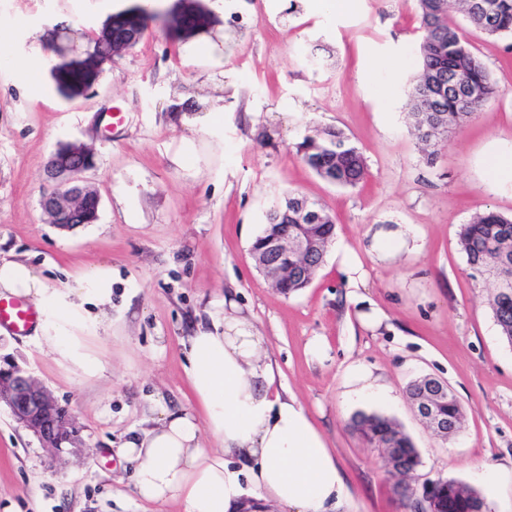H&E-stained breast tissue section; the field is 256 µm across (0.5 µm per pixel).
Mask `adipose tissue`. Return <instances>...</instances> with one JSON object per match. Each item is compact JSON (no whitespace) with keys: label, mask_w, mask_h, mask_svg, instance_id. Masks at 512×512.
Returning a JSON list of instances; mask_svg holds the SVG:
<instances>
[{"label":"adipose tissue","mask_w":512,"mask_h":512,"mask_svg":"<svg viewBox=\"0 0 512 512\" xmlns=\"http://www.w3.org/2000/svg\"><path fill=\"white\" fill-rule=\"evenodd\" d=\"M0 297L35 306L34 331L59 362L100 371L84 333L112 304L111 267L51 288L27 263L0 257ZM208 315L183 341L194 408L163 410L156 426L132 432L121 447L135 465L138 496L181 502L185 512H236L246 498L278 512H334L345 495L336 460L301 404L274 391L264 336L231 298L212 302Z\"/></svg>","instance_id":"adipose-tissue-1"}]
</instances>
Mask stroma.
Returning <instances> with one entry per match:
<instances>
[{"label": "stroma", "instance_id": "stroma-1", "mask_svg": "<svg viewBox=\"0 0 512 512\" xmlns=\"http://www.w3.org/2000/svg\"><path fill=\"white\" fill-rule=\"evenodd\" d=\"M149 10L139 44L96 58L113 17ZM248 15L244 24L233 12ZM501 94L427 154L409 118L420 70L416 0H0V252L42 269L49 287L112 268L111 327L93 337L94 376L57 364L35 334H0L8 355L80 429L81 445L43 447L0 406V512H184L138 498L121 454L152 410L187 405L181 339L190 320L233 294L268 341L282 387L304 407L341 470L337 512H401L378 449L347 427L359 411L393 418L417 448L415 484L473 487L491 512H512V345L472 278L460 225L493 209L512 217V179L489 183L490 154L512 156V36L492 37L452 13ZM43 53L50 64L31 73ZM193 112L174 111L180 102ZM124 124L108 125L113 111ZM342 131L362 151L365 180L328 183L295 153L305 136ZM89 147L98 218L69 231L40 206L45 168L64 143ZM296 192L333 219L311 284L286 297L250 248L274 200ZM415 235L375 251L398 225ZM364 276L348 282L343 255ZM321 342L324 352L309 347ZM381 400L357 397V372ZM447 382L465 412L444 440L417 416L408 384Z\"/></svg>", "mask_w": 512, "mask_h": 512}]
</instances>
